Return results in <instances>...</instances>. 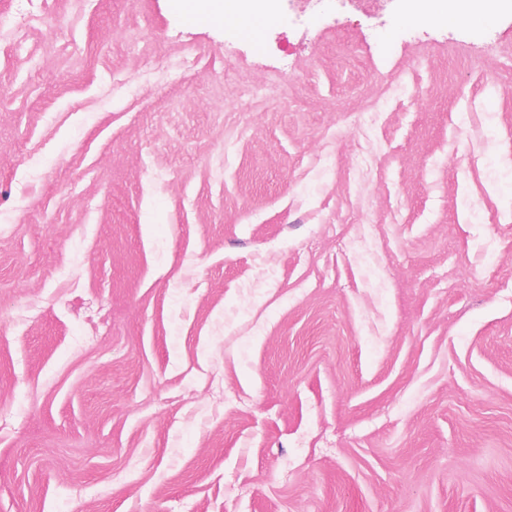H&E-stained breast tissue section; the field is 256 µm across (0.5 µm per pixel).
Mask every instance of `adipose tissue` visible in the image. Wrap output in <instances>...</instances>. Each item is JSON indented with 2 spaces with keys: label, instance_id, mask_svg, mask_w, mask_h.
<instances>
[{
  "label": "adipose tissue",
  "instance_id": "obj_1",
  "mask_svg": "<svg viewBox=\"0 0 512 512\" xmlns=\"http://www.w3.org/2000/svg\"><path fill=\"white\" fill-rule=\"evenodd\" d=\"M173 6L181 16L192 15L200 22L216 20L239 33L274 17L267 0H173ZM498 6V0H411L404 19L414 24L441 22L460 27L477 19L490 22Z\"/></svg>",
  "mask_w": 512,
  "mask_h": 512
}]
</instances>
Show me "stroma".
Segmentation results:
<instances>
[{
	"label": "stroma",
	"instance_id": "1",
	"mask_svg": "<svg viewBox=\"0 0 512 512\" xmlns=\"http://www.w3.org/2000/svg\"><path fill=\"white\" fill-rule=\"evenodd\" d=\"M0 0V512H512V0ZM172 3L184 19L193 15L194 23L217 20L231 26L241 36L256 22H270L275 18L269 2L259 0H174ZM501 2L496 0H412L404 20L423 24L441 22L448 27H460L480 19L490 22Z\"/></svg>",
	"mask_w": 512,
	"mask_h": 512
}]
</instances>
